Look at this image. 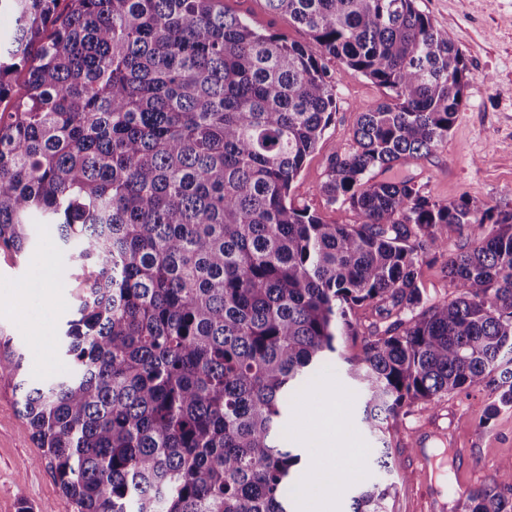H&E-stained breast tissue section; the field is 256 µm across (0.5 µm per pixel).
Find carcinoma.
Instances as JSON below:
<instances>
[{"instance_id": "carcinoma-1", "label": "carcinoma", "mask_w": 512, "mask_h": 512, "mask_svg": "<svg viewBox=\"0 0 512 512\" xmlns=\"http://www.w3.org/2000/svg\"><path fill=\"white\" fill-rule=\"evenodd\" d=\"M265 2L388 91L320 188L353 224L288 202L336 110L307 46L223 0H0L15 18L0 39V249L23 256L44 224L80 279L67 369L28 381L8 338L0 372L77 512H292L291 401L335 361L386 473L384 425L403 408L481 389L498 399L480 424L512 407V214L386 176L447 141L469 79L459 48L417 0ZM448 225L466 241L447 261L458 295L428 305L419 268ZM366 303L393 318L380 335L353 320ZM502 486L512 459L464 512H512ZM394 489L344 477L333 491L348 512H389Z\"/></svg>"}]
</instances>
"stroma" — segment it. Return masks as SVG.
<instances>
[{"instance_id":"stroma-1","label":"stroma","mask_w":512,"mask_h":512,"mask_svg":"<svg viewBox=\"0 0 512 512\" xmlns=\"http://www.w3.org/2000/svg\"><path fill=\"white\" fill-rule=\"evenodd\" d=\"M434 25L447 30L461 51L470 80L447 142L433 153L399 168L415 178L425 195L451 202L466 195L512 212V0H418ZM226 11L249 18L257 28L290 42L310 44L302 28L288 16L270 13L265 0H224ZM323 62L336 79L337 108L333 120L307 157L294 181L289 200L308 208L328 224H350L347 207L327 204L320 187L336 150H350L359 112L376 106L385 90L363 74L345 69L336 59ZM52 264V283L39 280V261ZM445 256L426 259L418 285L427 302L455 297ZM67 255L57 247L53 232L38 226L26 260L18 262L0 251V333L25 354L28 380L39 382L64 368L57 350L60 325L76 303L79 283L68 274ZM346 395L350 421L324 436L316 422L329 405ZM357 387L339 364L325 366L309 385L304 404L288 421L291 447L301 449L315 467L356 471L363 480L378 478L373 466L375 440L354 412ZM497 399L490 390L451 394L431 404H417L389 420L384 437L398 462L399 480L390 502L392 512H423L420 496L429 493L460 512V495L447 488H471L493 478L499 465L512 459V408H500L488 425L478 415ZM336 449L357 447L358 455L337 461ZM29 426L19 413L9 378L0 377V512H75L50 470L40 460ZM428 470L431 482L421 485L416 475Z\"/></svg>"}]
</instances>
